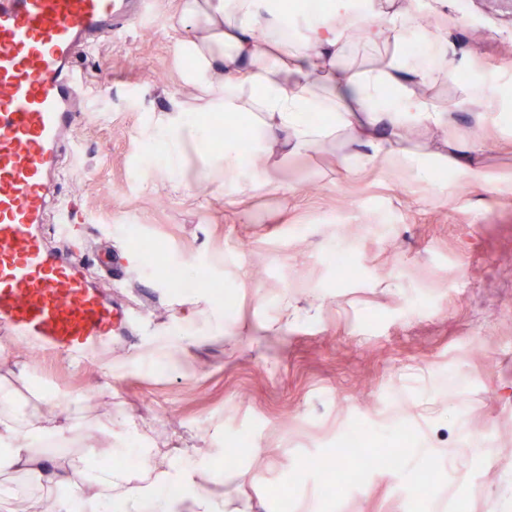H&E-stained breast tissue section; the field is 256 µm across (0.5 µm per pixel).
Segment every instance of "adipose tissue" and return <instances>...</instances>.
<instances>
[{"instance_id":"obj_1","label":"adipose tissue","mask_w":512,"mask_h":512,"mask_svg":"<svg viewBox=\"0 0 512 512\" xmlns=\"http://www.w3.org/2000/svg\"><path fill=\"white\" fill-rule=\"evenodd\" d=\"M345 26H337L336 16ZM191 26L184 46L195 60L186 76L193 92L173 102L158 119L154 143L169 165H177L185 146L207 144L209 127L199 114L224 113L232 122L260 114L251 152L272 144L302 154L339 133L368 147L365 161L403 157L399 131L408 124L447 128L452 109L436 107L419 96L415 83L430 79L432 70L417 68L405 76V64L393 56L378 69L335 75L336 56L355 31L401 42L418 28V16L397 7L396 0H334L331 12L288 16L280 0H183L174 28ZM270 37L260 43L256 28ZM330 78L320 95L316 77ZM11 392L0 387V470L31 463L32 446L42 439L64 441L67 425L31 414L18 426L8 412ZM169 472L151 451H144L133 469L103 468L91 472L90 512H147L142 492L165 487Z\"/></svg>"}]
</instances>
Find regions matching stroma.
I'll return each instance as SVG.
<instances>
[{
    "mask_svg": "<svg viewBox=\"0 0 512 512\" xmlns=\"http://www.w3.org/2000/svg\"><path fill=\"white\" fill-rule=\"evenodd\" d=\"M181 3L157 0L119 39L75 55L108 87L76 102L78 150L58 156L49 193L81 227L90 286L124 321L80 367L26 357L0 329L12 416L37 409L71 429L63 446L33 449L64 483L6 471L0 499L62 495L86 480L71 459L91 448L108 468L137 442L188 457L224 512H512V0H397L439 18L432 40L457 44L447 73L417 87L457 103L453 122L402 130L434 178L395 159L345 171L356 147L339 137L307 155L269 148L230 186L219 140L188 145L174 170L150 150L160 113L189 93L191 31L171 27ZM395 53L413 59L409 41L356 31L336 66L374 69ZM467 89L490 96L467 104ZM465 141L478 150L447 164ZM268 166L275 186L252 188ZM146 240L190 287L138 260ZM339 249L354 276L330 263ZM356 429L370 451H397L399 468L354 461L329 479L310 467Z\"/></svg>",
    "mask_w": 512,
    "mask_h": 512,
    "instance_id": "1",
    "label": "stroma"
}]
</instances>
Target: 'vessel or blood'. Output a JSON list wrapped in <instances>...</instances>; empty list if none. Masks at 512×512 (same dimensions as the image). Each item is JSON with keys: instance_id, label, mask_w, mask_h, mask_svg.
Segmentation results:
<instances>
[{"instance_id": "1", "label": "vessel or blood", "mask_w": 512, "mask_h": 512, "mask_svg": "<svg viewBox=\"0 0 512 512\" xmlns=\"http://www.w3.org/2000/svg\"><path fill=\"white\" fill-rule=\"evenodd\" d=\"M155 0H0V325L46 354L84 361L119 320L75 256L38 232L47 181L78 119V44L117 32Z\"/></svg>"}]
</instances>
